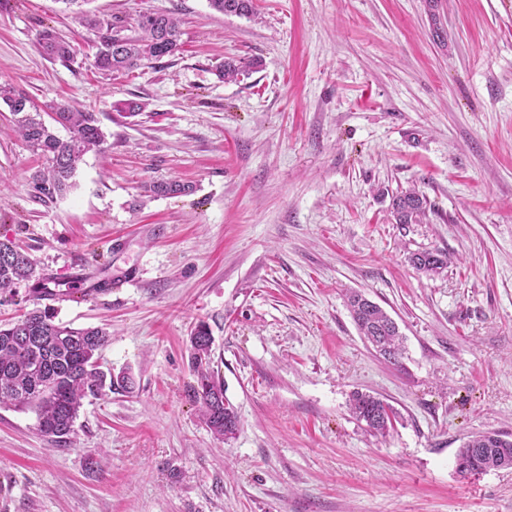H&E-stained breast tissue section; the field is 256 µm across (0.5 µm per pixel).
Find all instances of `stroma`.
<instances>
[{
	"label": "stroma",
	"mask_w": 512,
	"mask_h": 512,
	"mask_svg": "<svg viewBox=\"0 0 512 512\" xmlns=\"http://www.w3.org/2000/svg\"><path fill=\"white\" fill-rule=\"evenodd\" d=\"M254 5L92 0L125 30L157 12L182 31L175 53L104 73L97 33L56 0H0V83L87 106L105 134L45 202L0 103V237L36 261L0 324L38 303L105 328L100 370L135 379L84 399L64 447L1 405L0 512H512V468H455L472 434L512 435V0ZM47 27L72 59L42 54ZM227 58L247 68L223 81ZM153 180L193 190L150 197ZM409 189L429 206L399 224ZM435 249L441 274L409 264ZM80 267L110 288L69 297ZM52 282L66 300L43 299ZM352 290L398 324L399 364L360 335ZM201 321L240 419L226 441L193 392ZM356 390L394 409L389 436L352 417ZM208 4L225 15L249 16L254 11L253 0H208ZM427 205L426 196L413 189L393 199L392 213L396 223L417 224L425 216Z\"/></svg>",
	"instance_id": "stroma-1"
}]
</instances>
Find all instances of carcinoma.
Segmentation results:
<instances>
[{"mask_svg":"<svg viewBox=\"0 0 512 512\" xmlns=\"http://www.w3.org/2000/svg\"><path fill=\"white\" fill-rule=\"evenodd\" d=\"M208 4L225 15L249 16L254 11L253 0H208ZM179 41L176 19L168 14H143L132 36H123L117 29L101 34L94 66L107 72L136 69L145 61L174 53ZM39 45L52 59L66 60L72 54L71 46L49 27L41 31ZM0 101L12 115V130L45 158V166L32 175L37 197L50 200L64 195L72 187L78 163L104 142L95 113L58 105L51 119L68 132L67 138L61 139L27 95L0 84ZM192 190V185L176 180L149 184L151 193L163 197L185 195ZM427 205L426 196L414 189L395 197L392 210L396 223H419ZM409 262L418 270L439 274L448 266V254L426 250L412 254ZM34 272V261L28 252L10 239L0 240V295L32 278ZM349 306L362 335L385 360L398 364L403 346L397 323L381 306L358 292L350 294ZM107 341L104 329L57 324L46 308L35 307L14 323L0 324V404L33 410L37 429L48 441L69 442L86 397L103 396L108 386L127 391L134 387L129 375L108 380L99 370L98 355ZM189 343L191 369L197 382L194 394L201 405L203 421L216 438L228 440L237 433L238 414L210 368L213 340L205 323L194 328ZM350 411L382 437L394 428L395 412L373 394L353 392ZM456 463L457 471L464 476L503 468L512 464V439L496 432L474 435L458 449Z\"/></svg>","mask_w":512,"mask_h":512,"instance_id":"obj_1","label":"carcinoma"}]
</instances>
